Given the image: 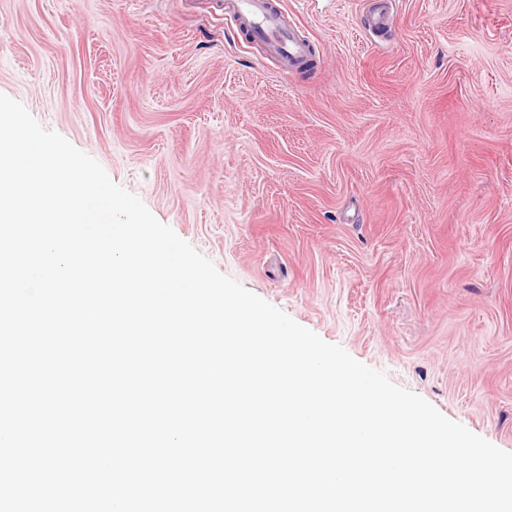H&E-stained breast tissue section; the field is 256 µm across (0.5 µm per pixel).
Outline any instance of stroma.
<instances>
[{"mask_svg": "<svg viewBox=\"0 0 512 512\" xmlns=\"http://www.w3.org/2000/svg\"><path fill=\"white\" fill-rule=\"evenodd\" d=\"M225 2L0 0V94L219 272L512 452V0H275L304 71Z\"/></svg>", "mask_w": 512, "mask_h": 512, "instance_id": "obj_1", "label": "stroma"}]
</instances>
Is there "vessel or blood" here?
Returning a JSON list of instances; mask_svg holds the SVG:
<instances>
[{"label": "vessel or blood", "mask_w": 512, "mask_h": 512, "mask_svg": "<svg viewBox=\"0 0 512 512\" xmlns=\"http://www.w3.org/2000/svg\"><path fill=\"white\" fill-rule=\"evenodd\" d=\"M229 11L240 28L262 42L269 52L292 61L307 59L308 42L286 20L271 0H231Z\"/></svg>", "instance_id": "b4317fda"}]
</instances>
